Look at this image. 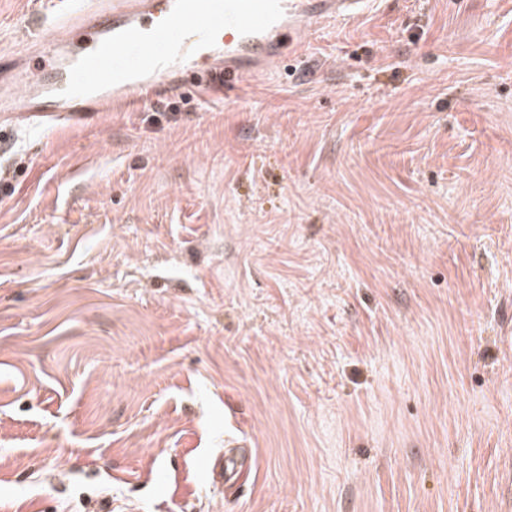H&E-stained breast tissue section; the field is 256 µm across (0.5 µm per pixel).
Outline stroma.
Returning <instances> with one entry per match:
<instances>
[{
  "label": "stroma",
  "mask_w": 512,
  "mask_h": 512,
  "mask_svg": "<svg viewBox=\"0 0 512 512\" xmlns=\"http://www.w3.org/2000/svg\"><path fill=\"white\" fill-rule=\"evenodd\" d=\"M42 29L0 0V47ZM304 41L0 124V512H512V0Z\"/></svg>",
  "instance_id": "1"
}]
</instances>
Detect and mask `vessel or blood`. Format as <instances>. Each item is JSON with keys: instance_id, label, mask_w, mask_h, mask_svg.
<instances>
[{"instance_id": "b4317fda", "label": "vessel or blood", "mask_w": 512, "mask_h": 512, "mask_svg": "<svg viewBox=\"0 0 512 512\" xmlns=\"http://www.w3.org/2000/svg\"><path fill=\"white\" fill-rule=\"evenodd\" d=\"M363 0H40L50 32L0 70V117L36 124L167 90L209 98L299 55Z\"/></svg>"}]
</instances>
